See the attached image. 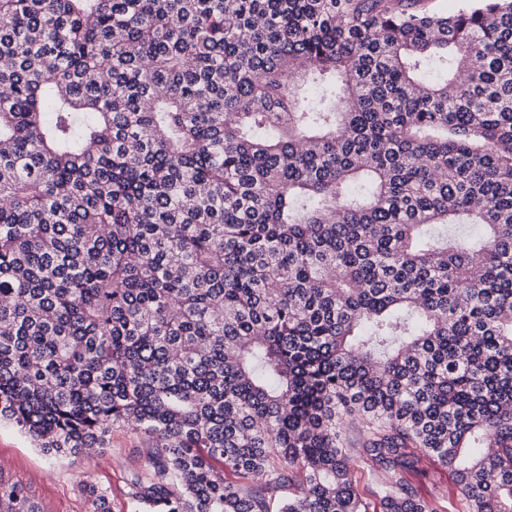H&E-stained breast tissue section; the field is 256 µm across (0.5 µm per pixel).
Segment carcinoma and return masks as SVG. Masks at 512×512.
Instances as JSON below:
<instances>
[{
    "mask_svg": "<svg viewBox=\"0 0 512 512\" xmlns=\"http://www.w3.org/2000/svg\"><path fill=\"white\" fill-rule=\"evenodd\" d=\"M2 422L154 439L151 512H512V0H0ZM405 2L412 9H425L435 14H451L466 3L465 0H406ZM407 479L417 489L420 497L429 501L437 498L444 500L447 509L439 512H453L457 507L458 491L448 476V470L425 461L417 471L410 472Z\"/></svg>",
    "mask_w": 512,
    "mask_h": 512,
    "instance_id": "cac0c4a2",
    "label": "carcinoma"
}]
</instances>
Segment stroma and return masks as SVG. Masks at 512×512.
<instances>
[{
    "label": "stroma",
    "mask_w": 512,
    "mask_h": 512,
    "mask_svg": "<svg viewBox=\"0 0 512 512\" xmlns=\"http://www.w3.org/2000/svg\"><path fill=\"white\" fill-rule=\"evenodd\" d=\"M149 441L125 428L113 429L107 448L92 457L53 456L36 448L24 433L0 424V474L27 485L43 512H90L83 481L112 492V512H138L129 495L134 474L146 465ZM420 497L443 499L448 512L457 505V490L446 469L424 462L408 475Z\"/></svg>",
    "instance_id": "stroma-1"
}]
</instances>
